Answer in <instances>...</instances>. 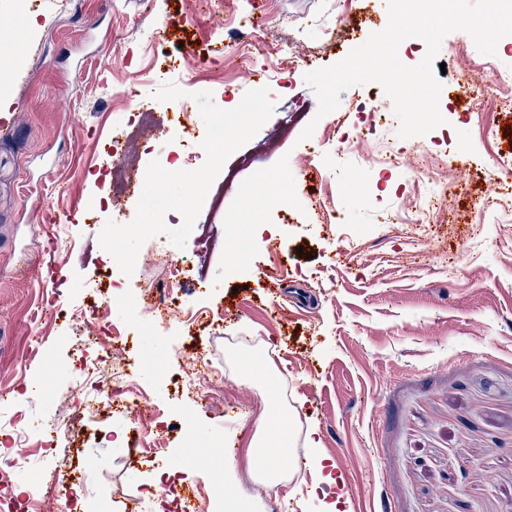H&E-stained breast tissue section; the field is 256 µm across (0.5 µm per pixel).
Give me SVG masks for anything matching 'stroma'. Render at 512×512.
<instances>
[{"instance_id":"1","label":"stroma","mask_w":512,"mask_h":512,"mask_svg":"<svg viewBox=\"0 0 512 512\" xmlns=\"http://www.w3.org/2000/svg\"><path fill=\"white\" fill-rule=\"evenodd\" d=\"M238 19L261 23L244 66L225 46ZM387 23L388 0H59L50 13L0 0V31L16 39L13 86L27 96L0 97L15 115L0 127V388L13 391L18 425L58 428L7 443L19 462L12 491L32 499L29 512H125L132 498L136 512H157L169 479L207 483L200 512H227L232 498L249 512H512V221L493 219L512 210V172L501 166L512 160V105L492 91L460 98L475 44L456 31L436 58L444 125L399 138L377 83L349 88L317 117L305 74ZM280 42L297 61L288 88L270 86L273 115L224 162L193 239L168 251L182 271L175 296L222 320L190 334L132 324L113 354L145 396L131 414L88 413L70 373L99 321L68 312L104 304L98 235L107 219L134 218L144 184L136 176L119 188L99 172L116 149L139 167L166 156L176 123L155 86L128 95L132 76L241 95ZM141 96L148 116L112 142L113 121ZM373 102L383 121L355 137L357 107ZM310 123L326 163L304 157ZM390 154L397 166L385 164ZM436 188L425 223H411L413 204ZM52 243L69 259L47 280ZM47 297L52 320L40 312ZM271 402L291 410L287 450L306 466L269 491L251 442L273 429ZM133 425L148 445L163 430L154 461L127 447ZM323 458L341 483L327 482ZM43 459L90 463L80 495L40 479Z\"/></svg>"}]
</instances>
